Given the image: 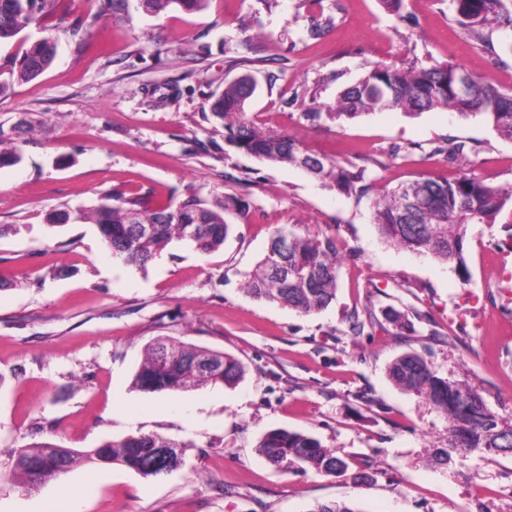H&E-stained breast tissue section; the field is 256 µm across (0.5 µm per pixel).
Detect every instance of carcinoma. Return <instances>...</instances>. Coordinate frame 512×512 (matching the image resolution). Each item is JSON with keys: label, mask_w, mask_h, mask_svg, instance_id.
I'll use <instances>...</instances> for the list:
<instances>
[{"label": "carcinoma", "mask_w": 512, "mask_h": 512, "mask_svg": "<svg viewBox=\"0 0 512 512\" xmlns=\"http://www.w3.org/2000/svg\"><path fill=\"white\" fill-rule=\"evenodd\" d=\"M208 0H139L146 14L158 15L176 5L186 11H201ZM59 0H0V43L17 36L29 23L57 10ZM454 20L478 42L492 44L501 34L505 49L512 54V0H448ZM58 47L45 37L32 42L23 55L11 62L18 80L30 81L55 61ZM469 80L468 95L460 97L455 76ZM255 89L253 77L243 74L226 84L210 105L213 116L224 121L225 142L238 152L269 164H287L303 169L324 186L361 198L366 169L352 163L320 156L306 150L295 139L262 133L236 121ZM436 109L462 117H479L501 136L512 140V90H505L462 67L446 62L431 66L413 64L395 67L374 63L353 84L341 90L326 112L314 113L332 121L353 120L382 111L419 114ZM415 188L429 194L432 202L413 216L405 215L402 192ZM512 203V189L489 185L463 174L443 181L420 175L376 196L370 205L373 223L388 243L420 256L431 257L451 267L462 283L470 281L465 259L469 226L494 224ZM249 204L240 198L209 200L193 195L172 206L153 205L141 198L112 197L89 212L52 211L46 214L51 226L73 221L96 225L112 257L143 269L170 243L184 241L201 253L224 246L231 224L225 218L231 208L244 212ZM278 251L283 267L271 264L270 252ZM342 255L333 237L310 238L293 228L272 234L267 253L248 277L245 290L255 300L287 307L303 315L326 309L336 300ZM173 355L162 362L159 351ZM243 365L231 355L170 337H161L145 350L132 380V388L148 393L176 394L208 385L237 383ZM388 376L397 387L426 399L448 418V449L498 454L512 449V419L492 411L482 396L463 382L443 377L415 352L396 357ZM179 444L154 434L129 435L106 440L95 448L75 450L43 442L14 452L11 473L34 488L59 478L79 460L97 466L120 465L144 478L164 473L157 466V449ZM448 449L436 459L450 458ZM258 453L269 463L285 460L299 463L319 474L341 476L347 463L322 445L317 438L298 431L273 429L262 435Z\"/></svg>", "instance_id": "obj_1"}]
</instances>
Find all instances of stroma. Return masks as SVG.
<instances>
[{"label":"stroma","mask_w":512,"mask_h":512,"mask_svg":"<svg viewBox=\"0 0 512 512\" xmlns=\"http://www.w3.org/2000/svg\"><path fill=\"white\" fill-rule=\"evenodd\" d=\"M58 44L53 65L11 83L35 40ZM453 62L508 89L512 62L469 39L448 0H210L154 16L104 0H68L56 15L0 43V512H512V455L452 453L448 420L397 388L387 368L413 351L478 390L512 419V205L469 229L471 275L384 242L370 202L424 174L466 173L512 187V140L445 110L320 118L323 104L372 62ZM257 84L240 122L297 137L366 170L368 196L324 187L302 169L229 148L210 104L225 83ZM471 151L453 159L449 140ZM115 193L152 202L242 198L223 247L172 242L145 269L113 259L91 223L52 227L47 213L89 210ZM335 237L344 255L335 301L304 316L253 300L245 276L272 233ZM405 315L397 330L385 308ZM372 316L352 335L351 312ZM171 336L239 360L234 386L146 394L131 389L149 344ZM319 439L349 464L340 477L256 452L267 431ZM155 434L182 444L181 465L152 479L121 466L77 467L31 489L9 478L16 449L35 442L93 448Z\"/></svg>","instance_id":"stroma-1"}]
</instances>
